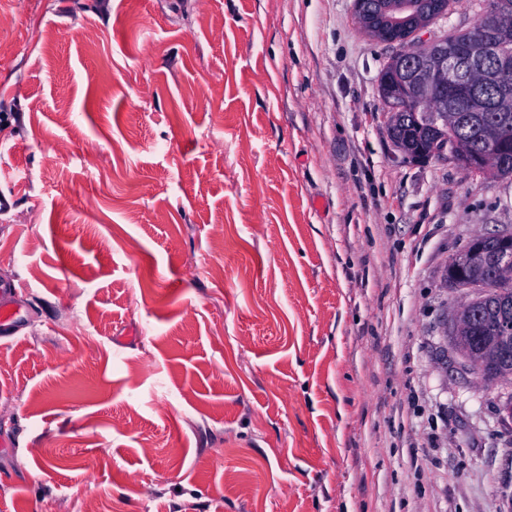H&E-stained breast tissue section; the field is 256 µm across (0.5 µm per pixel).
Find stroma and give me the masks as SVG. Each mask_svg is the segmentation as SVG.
Here are the masks:
<instances>
[{
  "label": "stroma",
  "instance_id": "1",
  "mask_svg": "<svg viewBox=\"0 0 512 512\" xmlns=\"http://www.w3.org/2000/svg\"><path fill=\"white\" fill-rule=\"evenodd\" d=\"M0 8V512H512L446 280L512 177L396 158L352 0ZM2 288V287H1ZM10 291L6 288H2L0 300V329L2 331L13 330L16 324L20 321V310L12 303V297Z\"/></svg>",
  "mask_w": 512,
  "mask_h": 512
}]
</instances>
